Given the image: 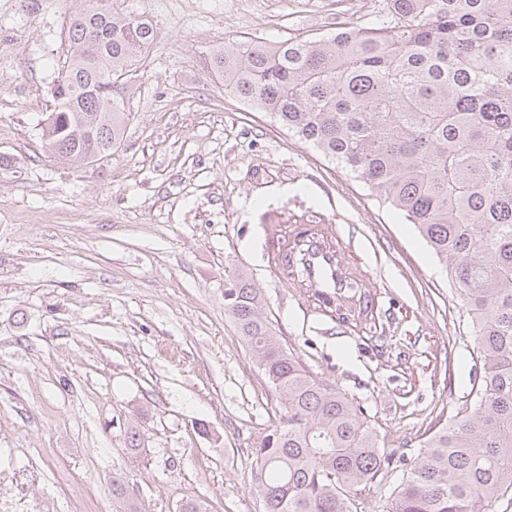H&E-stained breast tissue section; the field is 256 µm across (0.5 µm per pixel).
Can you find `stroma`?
Wrapping results in <instances>:
<instances>
[{"mask_svg":"<svg viewBox=\"0 0 512 512\" xmlns=\"http://www.w3.org/2000/svg\"><path fill=\"white\" fill-rule=\"evenodd\" d=\"M157 29L128 85L123 140L85 165L41 121L86 0H0V501L12 512H262L252 450L280 403L224 311L259 288L272 328L413 462L471 391L473 331L413 225L353 175L225 93L215 46L380 25L382 0H114ZM329 225L378 294L374 328L322 320L268 256L288 214ZM137 428L138 454L127 449Z\"/></svg>","mask_w":512,"mask_h":512,"instance_id":"stroma-1","label":"stroma"}]
</instances>
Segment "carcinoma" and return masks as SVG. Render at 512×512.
Returning <instances> with one entry per match:
<instances>
[{
    "instance_id": "carcinoma-1",
    "label": "carcinoma",
    "mask_w": 512,
    "mask_h": 512,
    "mask_svg": "<svg viewBox=\"0 0 512 512\" xmlns=\"http://www.w3.org/2000/svg\"><path fill=\"white\" fill-rule=\"evenodd\" d=\"M98 2L71 20L44 119L71 164L121 143L127 84L157 38L143 16ZM384 12L385 25L329 39L222 44L206 67L354 174L445 264L475 336V399L426 441L392 512H492L512 495V0H384ZM224 310L288 415L253 448L263 512H358L394 463L364 408L283 347L258 288L230 281Z\"/></svg>"
}]
</instances>
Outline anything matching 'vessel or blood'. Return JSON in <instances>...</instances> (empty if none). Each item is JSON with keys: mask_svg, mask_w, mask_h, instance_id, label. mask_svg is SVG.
<instances>
[{"mask_svg": "<svg viewBox=\"0 0 512 512\" xmlns=\"http://www.w3.org/2000/svg\"><path fill=\"white\" fill-rule=\"evenodd\" d=\"M305 249L310 263L307 289L301 295L306 308L335 318L334 297L340 285L351 280V265L335 233L323 224H284L280 248L273 256L276 266L288 265L298 249Z\"/></svg>", "mask_w": 512, "mask_h": 512, "instance_id": "vessel-or-blood-1", "label": "vessel or blood"}]
</instances>
